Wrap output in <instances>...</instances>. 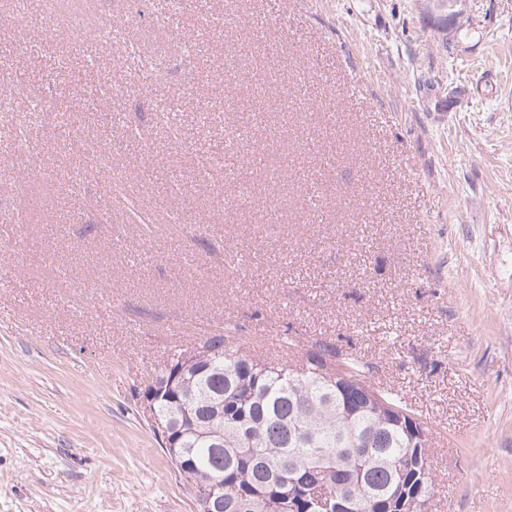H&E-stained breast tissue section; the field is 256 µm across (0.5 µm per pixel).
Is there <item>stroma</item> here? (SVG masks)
<instances>
[{
	"mask_svg": "<svg viewBox=\"0 0 512 512\" xmlns=\"http://www.w3.org/2000/svg\"><path fill=\"white\" fill-rule=\"evenodd\" d=\"M164 2L96 8L152 35ZM182 14L198 70L156 61L179 147L140 86L101 93L124 66L107 45L85 68L0 0V72L51 89L27 148L0 112V216L26 214L0 223V512H195L135 390L219 328L260 360L298 365L318 340L369 361L429 428L425 512H512V0H183ZM259 83L289 103L258 122L239 104ZM91 143L140 180L151 243L111 207ZM202 152L224 153L223 172L199 171ZM256 153L260 184L239 193L233 169Z\"/></svg>",
	"mask_w": 512,
	"mask_h": 512,
	"instance_id": "stroma-1",
	"label": "stroma"
}]
</instances>
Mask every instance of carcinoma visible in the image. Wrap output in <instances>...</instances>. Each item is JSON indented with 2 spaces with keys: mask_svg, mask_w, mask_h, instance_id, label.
<instances>
[{
  "mask_svg": "<svg viewBox=\"0 0 512 512\" xmlns=\"http://www.w3.org/2000/svg\"><path fill=\"white\" fill-rule=\"evenodd\" d=\"M343 369L342 382L314 363L293 375L215 332L186 374V398L156 403L170 422L191 410L213 418L209 432L187 429L165 453L203 482L224 480V512H328L339 497L355 501V512H377L379 496L396 507L415 491L426 497L433 475L409 431L415 414L394 394L369 398L359 362Z\"/></svg>",
  "mask_w": 512,
  "mask_h": 512,
  "instance_id": "obj_1",
  "label": "carcinoma"
}]
</instances>
